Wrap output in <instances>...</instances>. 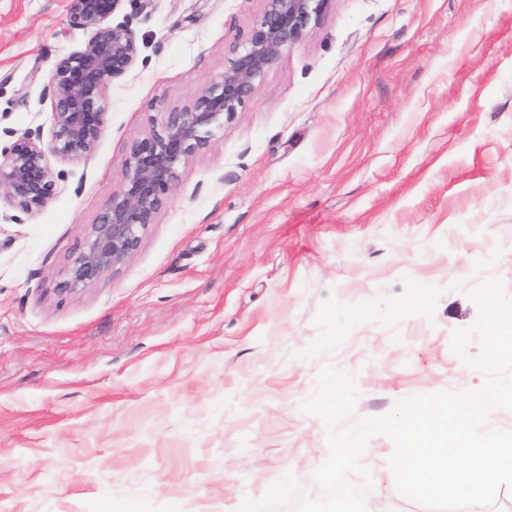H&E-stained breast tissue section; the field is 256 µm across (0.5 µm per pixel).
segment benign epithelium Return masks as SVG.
I'll use <instances>...</instances> for the list:
<instances>
[{"label": "benign epithelium", "instance_id": "1", "mask_svg": "<svg viewBox=\"0 0 512 512\" xmlns=\"http://www.w3.org/2000/svg\"><path fill=\"white\" fill-rule=\"evenodd\" d=\"M123 0H70V25L92 31L78 51L59 60L49 75L53 130L23 133L0 149V189L25 213L46 207L56 194L51 159L88 161L106 125L103 108L110 80L126 74L139 48L126 23H112ZM248 37L233 45L224 71L190 105L165 113L162 126L135 141L112 201L89 225L58 291L94 284L138 249L147 227L168 201L180 168L209 147L211 128L231 121L254 89V80L297 42L329 0H267Z\"/></svg>", "mask_w": 512, "mask_h": 512}]
</instances>
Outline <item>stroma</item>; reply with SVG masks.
I'll list each match as a JSON object with an SVG mask.
<instances>
[{
	"label": "stroma",
	"instance_id": "obj_1",
	"mask_svg": "<svg viewBox=\"0 0 512 512\" xmlns=\"http://www.w3.org/2000/svg\"><path fill=\"white\" fill-rule=\"evenodd\" d=\"M69 0H0V149L52 133L49 74L90 31ZM267 0H124L139 46L106 91L89 162L56 194H0V506L232 512L292 474L321 496L324 368L356 417L481 388L451 348L501 278L512 294V0H329L177 185L138 250L58 294L131 145L224 70ZM419 311H411L412 303ZM363 462L385 512H426Z\"/></svg>",
	"mask_w": 512,
	"mask_h": 512
}]
</instances>
